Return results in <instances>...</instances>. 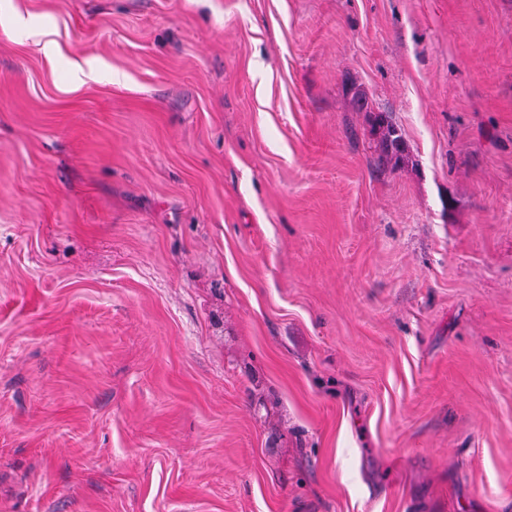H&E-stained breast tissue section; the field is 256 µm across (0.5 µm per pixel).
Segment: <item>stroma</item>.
Here are the masks:
<instances>
[{"label":"stroma","instance_id":"1","mask_svg":"<svg viewBox=\"0 0 512 512\" xmlns=\"http://www.w3.org/2000/svg\"><path fill=\"white\" fill-rule=\"evenodd\" d=\"M0 512H512V0H0ZM382 128V136L379 139V146L382 152L386 153L387 156H391V158L395 159V165L399 164L402 159V153L404 152V148L402 150L399 149V146H404L403 139L401 135L398 133V130L391 124L388 120V117L379 112L374 115L371 131L376 130L377 128ZM374 129V130H373Z\"/></svg>","mask_w":512,"mask_h":512}]
</instances>
